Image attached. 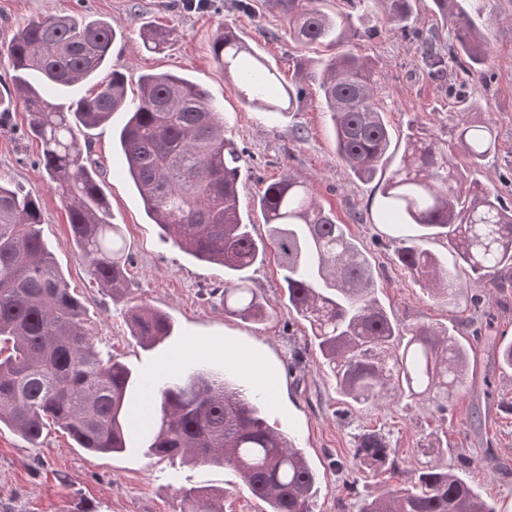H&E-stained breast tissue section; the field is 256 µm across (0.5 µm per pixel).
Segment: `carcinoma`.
<instances>
[{"label":"carcinoma","mask_w":512,"mask_h":512,"mask_svg":"<svg viewBox=\"0 0 512 512\" xmlns=\"http://www.w3.org/2000/svg\"><path fill=\"white\" fill-rule=\"evenodd\" d=\"M322 0H268L303 49L340 48L357 35L350 17L330 14ZM406 31L413 0H368ZM471 0H433L450 23V44L413 32L427 77L444 80L448 64L470 70L485 64L487 40L467 9ZM174 30L149 28L148 51L164 49ZM116 34L102 21L47 16L19 29L7 45L13 91L28 112V131L42 146L40 165L69 217L73 243L101 290H126V256L110 207L90 160L82 129L127 113L119 145L128 177L147 215L181 250L224 266L218 289L224 312L261 322L267 311L249 288V269L274 250L284 269L288 312L306 321L336 391L363 409L388 400L424 397L439 412L467 387L469 354L455 329L391 317L378 296L375 268L335 216L317 202L308 180L293 172L264 185L254 202L268 224L253 235L238 207L241 166L224 135L218 107L191 81L170 73L139 77L137 99L126 79L111 72L96 92L67 107L50 97L98 76ZM225 77L244 102L275 112L269 96L273 70L230 29L212 45ZM319 89L329 114L336 154L354 176L373 179L389 166L392 137L368 60L345 51L328 58ZM448 137L408 124L400 159L381 190L392 224H415L419 240H448L453 264H443L418 240L396 250L397 263L433 299L447 301L466 276L512 288V204L478 178L481 161L496 149L493 122L465 112L446 116ZM470 160L466 175L452 163L457 150ZM40 202L0 180V427L36 446L47 421L59 424L78 447L94 454L126 450L130 436L148 432L153 454L230 467L266 512H312L319 475L304 452L265 419V401L209 366L170 377H133L119 361L104 360L86 328L85 310L70 292L41 237ZM131 336L151 347L172 333L170 318L149 306L129 315ZM353 460L401 472V459L375 431L355 436ZM353 494L351 512H500L454 470L425 464L409 485L378 495ZM180 512H224V492L182 491Z\"/></svg>","instance_id":"1"}]
</instances>
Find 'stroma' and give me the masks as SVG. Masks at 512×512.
Here are the masks:
<instances>
[{"label":"stroma","instance_id":"35a3bbf8","mask_svg":"<svg viewBox=\"0 0 512 512\" xmlns=\"http://www.w3.org/2000/svg\"><path fill=\"white\" fill-rule=\"evenodd\" d=\"M251 9L237 11L232 0H0V91L11 90L12 70L6 47L19 26L50 15L107 21L118 38L109 69L123 73L128 95H136L145 73H175L206 91L219 107L225 135L243 151L241 213L256 235L267 226L254 204L256 192L284 172L311 181L320 204L346 224L358 247L378 268L379 298L402 324L448 325L471 320L473 299H482L495 322L496 335L474 342L470 352L468 388L447 413L403 400L343 413L342 398L318 350L310 342L307 322L290 315L280 290L282 269L276 253L249 271L250 286L269 313L260 323L225 314L215 287L224 283V268L204 264L163 238L147 216L123 167L115 134L125 122L114 113L90 129V158L108 198L113 223L119 224L128 257L127 291L111 297L97 288L78 257L67 216L49 188L39 164L41 146L27 132L22 100H14L0 121V179L17 184L43 207L42 236L69 287L86 309L103 359H115L133 373L173 370L181 365L231 369L245 388L267 398L271 424L294 440L317 471L321 490L313 512H339L347 491L334 463L351 459L353 436L362 430L385 435L408 470L424 462L457 466L459 455L470 459L460 476L501 512H512V370L501 369L497 349L501 338H512V293L499 296L484 280L464 278L452 300L427 296L395 261L404 240L418 236L412 224L385 223L374 204L372 184L357 180L336 155L332 127L321 105L314 72L328 54L304 50L289 40L287 24L266 0H249ZM479 20L488 42L483 73L449 67L444 83L430 80L422 69L420 48L367 14L354 0H324L330 13L351 14L354 30L377 27L374 38L359 36L350 49L375 67L379 96L394 142H402L408 122L442 130V118L464 105L450 90L466 84L478 104L475 121L492 120L496 151L486 158L479 177L490 190L512 200V0H482ZM149 25H167L177 37L162 52L141 47L140 34ZM231 28L254 53L264 57L285 84L301 82L306 95L285 112H264L243 103L235 83L214 61L211 44L219 26ZM309 76L297 80L298 65ZM147 305L166 313L173 333L162 344H136L127 324L128 311ZM494 395H487L486 380ZM148 439L137 436L119 454H93L78 448L60 427L47 426L39 446H32L8 428L0 429V512H178L182 490L222 489L224 512H265L229 468L169 462L153 455Z\"/></svg>","mask_w":512,"mask_h":512}]
</instances>
